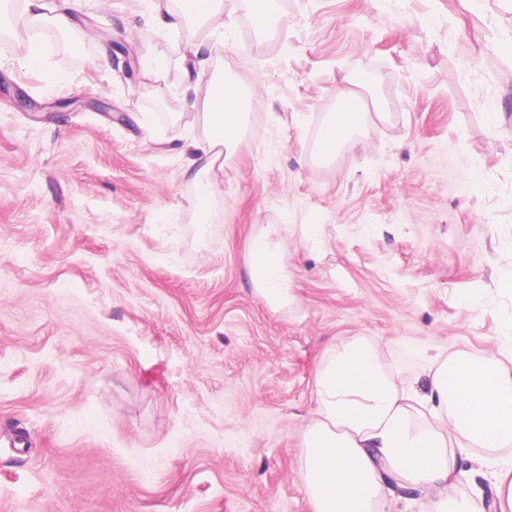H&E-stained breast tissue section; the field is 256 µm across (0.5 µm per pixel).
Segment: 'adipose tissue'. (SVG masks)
<instances>
[{"instance_id": "obj_1", "label": "adipose tissue", "mask_w": 512, "mask_h": 512, "mask_svg": "<svg viewBox=\"0 0 512 512\" xmlns=\"http://www.w3.org/2000/svg\"><path fill=\"white\" fill-rule=\"evenodd\" d=\"M241 0H180L164 25L189 30L222 23ZM201 49L183 57L191 110L204 136L189 177L201 220H208L224 173V154L246 128L243 93L230 78L201 82ZM320 141L323 157L352 143L370 118L386 116L381 95L363 100L351 89L336 95ZM255 293L271 308L292 304V263L277 225L253 236L246 255ZM424 388L399 383L379 347L364 339L336 345L316 372L317 406L302 430L303 484L315 512H384L392 492L424 496L422 512H485L484 494L459 496L489 456L512 446V366L492 355L454 353L425 371ZM429 410V421L416 417Z\"/></svg>"}]
</instances>
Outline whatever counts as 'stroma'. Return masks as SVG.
Returning <instances> with one entry per match:
<instances>
[{"label":"stroma","instance_id":"35a3bbf8","mask_svg":"<svg viewBox=\"0 0 512 512\" xmlns=\"http://www.w3.org/2000/svg\"><path fill=\"white\" fill-rule=\"evenodd\" d=\"M44 4L76 46L0 53V512H314L301 435L337 344L409 381L512 355V0H277L264 39L244 7L189 33L154 0ZM189 40L248 114L205 224ZM355 83L389 116L320 161ZM267 224L295 263L279 311L246 271Z\"/></svg>","mask_w":512,"mask_h":512}]
</instances>
